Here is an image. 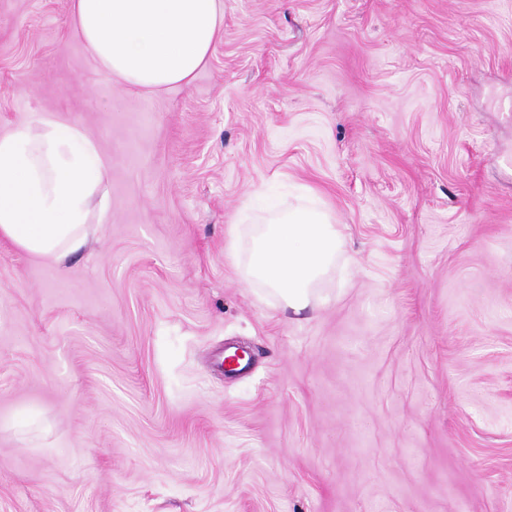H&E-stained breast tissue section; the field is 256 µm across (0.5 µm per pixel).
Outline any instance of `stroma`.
<instances>
[{
	"label": "stroma",
	"mask_w": 512,
	"mask_h": 512,
	"mask_svg": "<svg viewBox=\"0 0 512 512\" xmlns=\"http://www.w3.org/2000/svg\"><path fill=\"white\" fill-rule=\"evenodd\" d=\"M222 5L150 93L0 0V134L109 168L80 254L0 238V512H512V0ZM270 189L347 236L299 314L228 257Z\"/></svg>",
	"instance_id": "35a3bbf8"
}]
</instances>
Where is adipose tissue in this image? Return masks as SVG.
Returning <instances> with one entry per match:
<instances>
[{"label":"adipose tissue","instance_id":"1","mask_svg":"<svg viewBox=\"0 0 512 512\" xmlns=\"http://www.w3.org/2000/svg\"><path fill=\"white\" fill-rule=\"evenodd\" d=\"M73 28L99 71L119 84L159 90L190 84L219 38L221 0H71ZM108 166L76 124L45 116L0 135V236L62 261L89 241L108 207ZM248 249L230 256L253 284L288 308H309L345 245L317 205L262 195Z\"/></svg>","mask_w":512,"mask_h":512}]
</instances>
